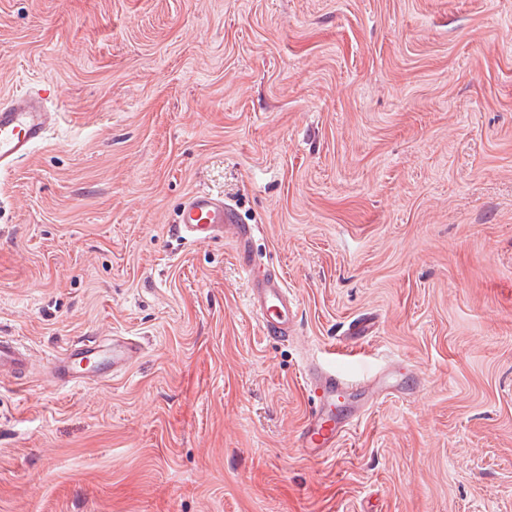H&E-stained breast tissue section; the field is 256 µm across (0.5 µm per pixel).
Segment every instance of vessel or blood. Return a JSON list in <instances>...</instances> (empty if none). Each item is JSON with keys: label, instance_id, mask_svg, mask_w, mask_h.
Returning <instances> with one entry per match:
<instances>
[{"label": "vessel or blood", "instance_id": "vessel-or-blood-1", "mask_svg": "<svg viewBox=\"0 0 512 512\" xmlns=\"http://www.w3.org/2000/svg\"><path fill=\"white\" fill-rule=\"evenodd\" d=\"M58 121V112L40 93L28 91L0 100V169L26 159L45 141ZM176 231L183 242L192 245L216 238L231 240L248 283V307L267 338H288L296 307L281 277L261 273L252 248L254 227L242 222L233 204L212 191L197 190L183 200ZM142 352L141 342L132 336H115L107 343L95 336H81L54 355L46 370L63 388L100 384L129 370ZM33 365L34 356L28 346L16 338L0 336V384L22 382ZM382 378L379 372L346 374L332 367L308 365L304 385L316 404L298 432L297 442L303 455L315 460L328 457L357 424L353 418L337 423L334 417L337 399L356 392L383 397L387 387Z\"/></svg>", "mask_w": 512, "mask_h": 512}]
</instances>
